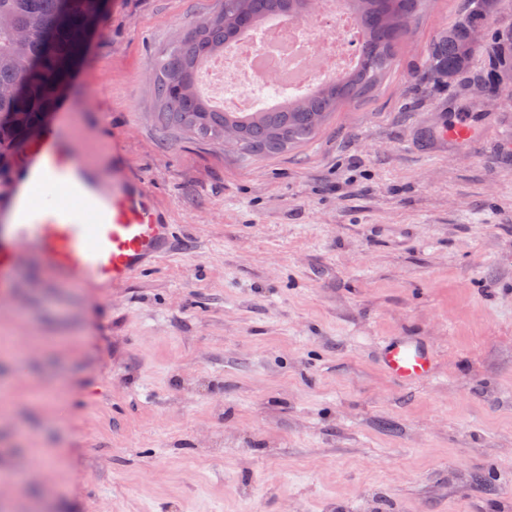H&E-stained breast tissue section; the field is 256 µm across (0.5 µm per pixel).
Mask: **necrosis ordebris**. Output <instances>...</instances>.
I'll return each mask as SVG.
<instances>
[{
    "instance_id": "1",
    "label": "necrosis or debris",
    "mask_w": 512,
    "mask_h": 512,
    "mask_svg": "<svg viewBox=\"0 0 512 512\" xmlns=\"http://www.w3.org/2000/svg\"><path fill=\"white\" fill-rule=\"evenodd\" d=\"M264 32L277 41L303 37L314 50L316 66L294 80L273 72L260 74L249 63L260 54V47L228 45L202 69L207 90L217 96L224 111L274 109L285 98L308 96L317 84L350 71L357 61L356 22L349 11L338 9L337 0H317L316 9L300 22L271 18Z\"/></svg>"
}]
</instances>
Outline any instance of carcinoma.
<instances>
[{
	"instance_id": "obj_1",
	"label": "carcinoma",
	"mask_w": 512,
	"mask_h": 512,
	"mask_svg": "<svg viewBox=\"0 0 512 512\" xmlns=\"http://www.w3.org/2000/svg\"><path fill=\"white\" fill-rule=\"evenodd\" d=\"M309 0H224L205 27L192 30L156 59L152 93L164 122L176 130L213 143H231L243 155H275L308 141L336 106L379 86L394 63L397 44L427 0H343L355 16L363 50L357 65L322 83L305 98L288 100L272 111L241 114L215 109L197 91L205 61L251 20L306 16ZM509 0H476L468 14L443 28L427 48L423 78L450 84L462 77L485 42H472L469 30L484 27ZM97 13V0H0V170L29 142L28 129L45 126L59 99L57 88L70 81V64L78 54L75 33ZM495 74L484 82L487 93L503 92L499 75L512 70V27L495 32L488 57Z\"/></svg>"
}]
</instances>
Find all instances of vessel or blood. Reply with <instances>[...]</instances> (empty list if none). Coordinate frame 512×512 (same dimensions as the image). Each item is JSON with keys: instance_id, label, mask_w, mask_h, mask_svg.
Segmentation results:
<instances>
[{"instance_id": "b4317fda", "label": "vessel or blood", "mask_w": 512, "mask_h": 512, "mask_svg": "<svg viewBox=\"0 0 512 512\" xmlns=\"http://www.w3.org/2000/svg\"><path fill=\"white\" fill-rule=\"evenodd\" d=\"M24 178L0 205V274L17 252L29 255L60 284L115 288L170 253L176 227L139 180L116 190L78 144L45 132L24 146ZM378 362L403 385L425 381L435 369L432 349L417 336L382 341Z\"/></svg>"}]
</instances>
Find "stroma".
Returning <instances> with one entry per match:
<instances>
[{
  "mask_svg": "<svg viewBox=\"0 0 512 512\" xmlns=\"http://www.w3.org/2000/svg\"><path fill=\"white\" fill-rule=\"evenodd\" d=\"M221 6L112 0L52 117L177 238L97 299L28 261L0 285V512H512V107L450 142L465 85L423 77L472 0L270 156L157 114L154 58ZM408 335L437 367L404 387L375 351Z\"/></svg>",
  "mask_w": 512,
  "mask_h": 512,
  "instance_id": "1",
  "label": "stroma"
}]
</instances>
